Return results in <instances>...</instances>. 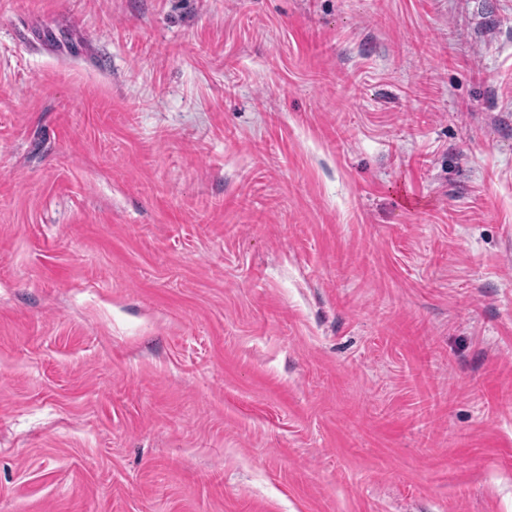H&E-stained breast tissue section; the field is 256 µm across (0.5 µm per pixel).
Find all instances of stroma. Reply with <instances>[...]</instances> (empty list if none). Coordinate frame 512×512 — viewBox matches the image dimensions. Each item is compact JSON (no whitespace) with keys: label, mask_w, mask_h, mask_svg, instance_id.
Instances as JSON below:
<instances>
[{"label":"stroma","mask_w":512,"mask_h":512,"mask_svg":"<svg viewBox=\"0 0 512 512\" xmlns=\"http://www.w3.org/2000/svg\"><path fill=\"white\" fill-rule=\"evenodd\" d=\"M0 512H512V0H0Z\"/></svg>","instance_id":"stroma-1"}]
</instances>
